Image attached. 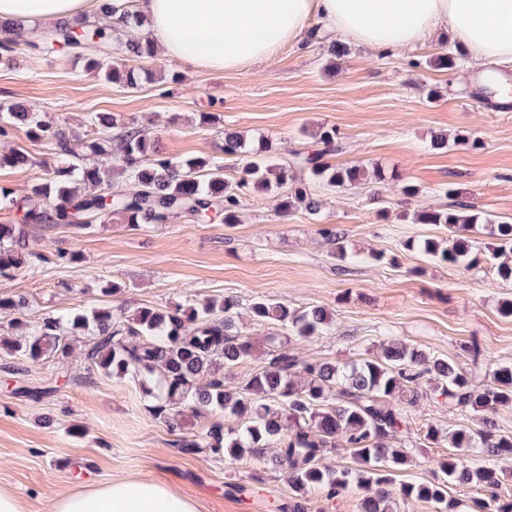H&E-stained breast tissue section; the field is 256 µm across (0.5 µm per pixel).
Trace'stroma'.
I'll list each match as a JSON object with an SVG mask.
<instances>
[{
	"label": "stroma",
	"instance_id": "1",
	"mask_svg": "<svg viewBox=\"0 0 512 512\" xmlns=\"http://www.w3.org/2000/svg\"><path fill=\"white\" fill-rule=\"evenodd\" d=\"M332 39L319 32L307 45L284 47L242 72L190 68L158 55L152 66L162 80L135 91L85 72L72 51L60 47L0 67V104L25 105L50 124L83 135L88 113L108 112L145 126L160 152L175 161L219 155L225 132L236 131L249 145L268 144L265 157L274 163L316 149L314 133L333 126L344 149L330 155V163L378 165L420 190L407 200L390 185L316 186L319 213L297 206L283 219L277 209L288 190L274 187L243 196L235 224L215 213L139 228L115 218L81 233L32 225V250L47 254L62 246L80 259L23 266L14 278L0 279V295H24L31 321L228 295L246 303L268 297L293 307L320 306L333 314L335 328L298 345L301 356L345 362L400 339L447 356L489 383L496 367L512 363V318L499 312L502 301L512 300V282L498 279L486 262L467 270L428 257L419 243L447 232L414 223L411 215L461 198L494 217L512 218V112L486 111L466 81L477 68L472 59L452 70L432 67V58L455 48L452 38L390 56L353 44L337 60L327 52ZM206 113L215 122H203ZM439 134L449 139L446 149L431 145ZM474 139L479 147H471ZM15 147L39 161L35 168L0 169V188L20 197L59 159L50 141L29 139L22 128L0 140V153ZM449 187L459 197L447 196ZM376 191L390 203L388 219L377 214ZM325 226L342 234L345 256L335 255L334 244L321 235ZM107 280L120 285L118 295L101 293ZM7 365L12 375H5ZM4 377L10 383H0V490L16 495L26 512H52L58 491L116 477L169 483L194 499L198 512H273L272 503L288 499L287 478L270 457L230 463L177 448L179 439H202L211 416H190L169 430L150 413L137 385L87 370L80 357L64 365L34 363L1 351ZM52 378L57 388L41 401L15 393ZM411 424L419 437L431 424L475 428L479 418L425 398L413 408ZM447 454V447L424 444L393 478L432 479ZM254 476L263 479L254 494L229 493L230 485L249 484Z\"/></svg>",
	"mask_w": 512,
	"mask_h": 512
}]
</instances>
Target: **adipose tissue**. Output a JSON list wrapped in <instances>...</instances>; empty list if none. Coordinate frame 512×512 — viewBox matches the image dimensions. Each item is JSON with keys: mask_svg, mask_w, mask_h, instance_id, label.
Returning a JSON list of instances; mask_svg holds the SVG:
<instances>
[{"mask_svg": "<svg viewBox=\"0 0 512 512\" xmlns=\"http://www.w3.org/2000/svg\"><path fill=\"white\" fill-rule=\"evenodd\" d=\"M102 0H0V21L24 29L101 11ZM163 54L212 71H240L301 44L321 24L370 51L399 54L448 32L473 60L512 64V0H138ZM53 512H198L170 484L115 478L57 494Z\"/></svg>", "mask_w": 512, "mask_h": 512, "instance_id": "ef3b65f1", "label": "adipose tissue"}]
</instances>
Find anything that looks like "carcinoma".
Wrapping results in <instances>:
<instances>
[{"instance_id":"1","label":"carcinoma","mask_w":512,"mask_h":512,"mask_svg":"<svg viewBox=\"0 0 512 512\" xmlns=\"http://www.w3.org/2000/svg\"><path fill=\"white\" fill-rule=\"evenodd\" d=\"M103 17L104 22L92 25L86 18L62 20L47 35L26 39L24 45L33 54L54 43L68 47L83 60L87 72L122 87L136 89L142 81L154 79L155 71L144 67L155 56L153 39L133 34L140 22L132 0H105ZM18 46L11 31L0 24V65L17 63ZM111 54L134 65L102 70L100 56ZM18 124L34 140H51L68 164L46 171L22 199L0 189L1 205L24 210L22 223L0 224V278L15 276L31 259L45 261L28 248L27 227L32 224L64 225L79 232L90 229L93 218L118 216L141 227L208 211L222 212L224 223L235 224L241 198L249 191L291 184L281 207L285 217L298 203L309 212L318 210L319 202L307 192L308 182L334 191L363 180H398L395 172L379 166L338 167L323 160L340 148L334 127L317 131V152H295L289 160L269 164L234 133L224 134L220 157L173 161L159 154L145 128L108 112L90 113L96 137L85 141L67 126L46 123L39 112L19 104L0 106V137ZM83 155L108 158L112 168L84 166ZM226 159L239 162L237 178H224ZM35 165L23 149L0 154V167ZM112 170L131 188L117 185ZM413 221L448 229L447 238L426 239L420 250L467 269L481 263L473 252L472 234L488 231L496 240L488 257L491 268L498 278L512 280L511 219H494L461 200L451 208L418 210ZM28 306L23 296L0 295V314L15 316L20 330L15 339H0L1 351L34 363L51 358L65 364L78 334H83L81 355L87 370L131 379L150 398L154 415L170 428H178L188 414L222 415L210 424L204 442L181 440L182 451L205 449L217 457L240 460L276 448L272 460L288 474L294 492L291 502L278 507L280 512H307L305 494L311 487L322 488L333 499L353 485L363 490L360 512H393L389 486L393 471L406 465L414 447L409 408L424 396V383L433 398L449 408L481 413V425L477 430L463 426L453 431L428 426L424 440L450 448L440 464L444 477L401 483L400 498L433 502L438 512H457V502L448 497L452 481L488 492V499L478 504L483 512H512V502L502 503L497 495L503 475L497 463L512 461V434H502L497 421L501 409L512 407V364L498 366L490 383L478 386L472 373L455 361L399 341L382 345L369 357L338 363L303 360L288 343L277 345V337L271 336L264 365L247 382L231 388L226 374L250 357L254 347L238 327L242 303L235 296L206 299L188 309L179 304L143 307L118 316L106 307L89 316L48 314L35 322L19 318ZM247 310L252 320L276 325L296 341L334 327L333 315L317 306L292 308L284 301L258 298ZM226 416L237 423H224ZM339 448L349 450L354 466L324 465V457Z\"/></svg>"}]
</instances>
